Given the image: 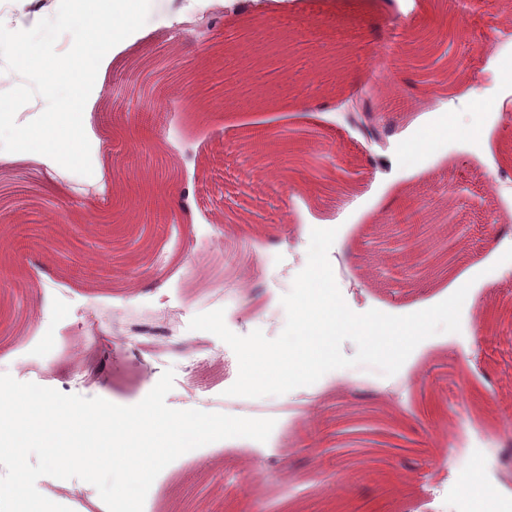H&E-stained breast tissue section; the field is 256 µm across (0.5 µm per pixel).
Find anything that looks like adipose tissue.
I'll return each mask as SVG.
<instances>
[{
    "label": "adipose tissue",
    "instance_id": "ef3b65f1",
    "mask_svg": "<svg viewBox=\"0 0 512 512\" xmlns=\"http://www.w3.org/2000/svg\"><path fill=\"white\" fill-rule=\"evenodd\" d=\"M141 7L142 0H65L75 35L74 55L68 62L40 59L34 45L19 44L21 54L39 59L34 77L46 94L65 88L62 103L69 120L62 124L56 113L37 111L28 129H11L10 159L37 160L53 171L82 166L89 158L96 168L107 166L104 144H97L94 155L86 153L84 113L89 100L99 96V75L110 56L131 41L133 17Z\"/></svg>",
    "mask_w": 512,
    "mask_h": 512
}]
</instances>
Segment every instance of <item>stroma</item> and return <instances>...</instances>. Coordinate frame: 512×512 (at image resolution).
I'll return each instance as SVG.
<instances>
[{
	"instance_id": "stroma-1",
	"label": "stroma",
	"mask_w": 512,
	"mask_h": 512,
	"mask_svg": "<svg viewBox=\"0 0 512 512\" xmlns=\"http://www.w3.org/2000/svg\"><path fill=\"white\" fill-rule=\"evenodd\" d=\"M211 40L179 29L184 0H150L132 42L100 75V97L87 114V141L107 143L111 161L96 179L34 161L0 160V373L24 380L20 351L39 345L43 384L63 390L76 356L97 365V397L140 402L167 365L180 362L181 326L165 362L146 365L131 345L90 337L88 321L126 309L118 332L154 318L155 301L173 296L188 316L209 312L208 298L237 271H223L222 247L244 248L252 279L229 329L277 337L286 322L284 284L307 264L317 222L333 221L331 253L352 271L371 265L357 313L407 315L439 303L443 288L467 284L461 329L422 341L394 375L355 366L330 371L314 385L320 414H284L266 442L217 441L180 456L154 480L143 512H436L431 491H460L461 475L483 457L512 465V280L499 252L512 248V118L489 108L492 86L477 45L512 46V28L497 10L462 14L457 0H209ZM14 17L0 25V100L25 84L27 59L15 44L29 38L64 59L72 30L57 4L8 0ZM450 31L431 71L413 59L418 35ZM251 39L257 58L240 44ZM461 60L462 101H432L433 77ZM392 77L405 105L375 118L386 152L367 147L345 119L351 93ZM456 127L439 139L436 123ZM242 127L301 137L313 134L314 166L282 153L254 154ZM194 192L193 212L156 207L135 189L138 176L161 178L169 165ZM454 195L452 212L437 201ZM431 202L426 235L443 231L457 255L449 267L411 276L406 240L390 219ZM295 261H281L288 238ZM142 287L131 291L130 279ZM217 362L193 375L196 409L236 380L239 365L217 336ZM268 466L259 485H241L246 469ZM409 481H401V474ZM348 491L329 492L337 477Z\"/></svg>"
}]
</instances>
